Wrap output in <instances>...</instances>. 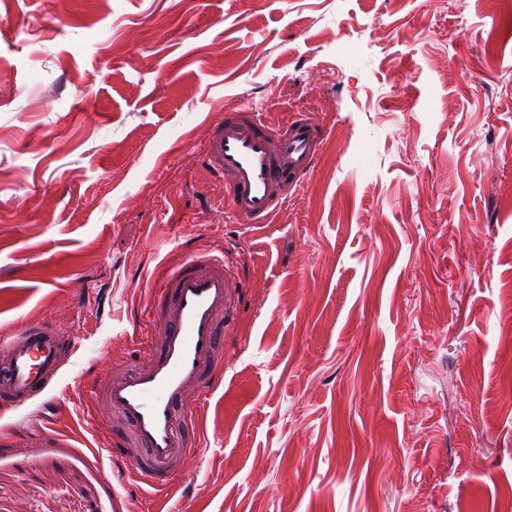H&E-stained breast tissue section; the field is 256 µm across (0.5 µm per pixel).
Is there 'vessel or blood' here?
<instances>
[{"label": "vessel or blood", "mask_w": 512, "mask_h": 512, "mask_svg": "<svg viewBox=\"0 0 512 512\" xmlns=\"http://www.w3.org/2000/svg\"><path fill=\"white\" fill-rule=\"evenodd\" d=\"M322 130L310 114L273 124L251 108L225 112L211 125L201 166L224 185V213L267 224L316 166ZM236 263L227 253L190 254L162 276L132 356L91 379V417L117 429L109 454L124 477L147 492L171 491L201 452L198 409L220 382L224 338L236 321ZM69 338L49 320H32L0 339V400L25 406L58 370Z\"/></svg>", "instance_id": "vessel-or-blood-1"}]
</instances>
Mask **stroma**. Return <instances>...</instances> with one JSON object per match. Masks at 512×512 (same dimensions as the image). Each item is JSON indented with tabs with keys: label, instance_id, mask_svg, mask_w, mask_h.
<instances>
[{
	"label": "stroma",
	"instance_id": "obj_1",
	"mask_svg": "<svg viewBox=\"0 0 512 512\" xmlns=\"http://www.w3.org/2000/svg\"><path fill=\"white\" fill-rule=\"evenodd\" d=\"M228 106L324 132L271 224L219 211ZM241 277L200 458L115 476L86 384L184 249ZM76 340L0 404V512H512V10L0 0V337Z\"/></svg>",
	"mask_w": 512,
	"mask_h": 512
}]
</instances>
